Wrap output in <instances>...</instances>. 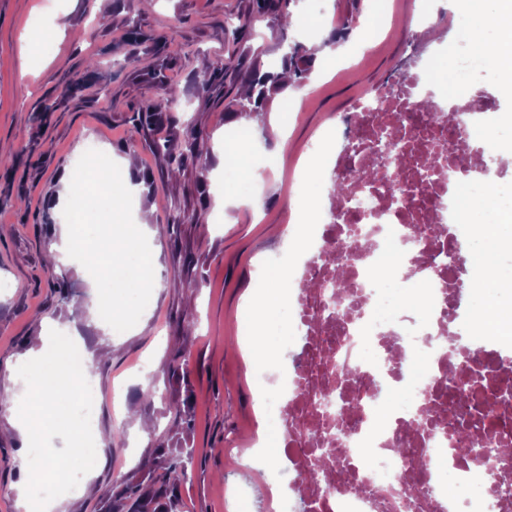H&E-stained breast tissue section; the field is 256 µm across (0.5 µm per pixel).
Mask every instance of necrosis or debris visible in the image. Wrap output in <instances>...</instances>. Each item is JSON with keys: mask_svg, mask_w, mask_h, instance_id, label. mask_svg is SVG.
Returning a JSON list of instances; mask_svg holds the SVG:
<instances>
[{"mask_svg": "<svg viewBox=\"0 0 512 512\" xmlns=\"http://www.w3.org/2000/svg\"><path fill=\"white\" fill-rule=\"evenodd\" d=\"M484 100L470 84L455 96L438 84L407 80L399 95L367 90L343 134L330 178L321 180L319 209L304 212L303 238L315 258H295L289 322L304 332L299 362L257 367L258 389L279 405L281 436L295 477L282 512H487L492 469L484 459L449 450L457 423L474 436L493 432L512 446V400L476 408L449 401L447 387L479 376L489 390L512 392V370L497 351L479 346L469 356L448 354V328L458 317L461 278L442 256L460 250L464 205L481 202L487 177H466L473 130ZM404 134L409 155L373 179L361 172L383 132ZM438 168H429L433 150ZM436 225L421 238L412 228ZM344 276L357 310L328 309L337 276ZM421 352L428 368L415 373L406 354ZM329 459L333 479L312 482L308 472ZM421 485L409 495L408 484Z\"/></svg>", "mask_w": 512, "mask_h": 512, "instance_id": "obj_1", "label": "necrosis or debris"}]
</instances>
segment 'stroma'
Segmentation results:
<instances>
[{
    "label": "stroma",
    "mask_w": 512,
    "mask_h": 512,
    "mask_svg": "<svg viewBox=\"0 0 512 512\" xmlns=\"http://www.w3.org/2000/svg\"><path fill=\"white\" fill-rule=\"evenodd\" d=\"M49 2L0 0V391L18 393L14 365L43 348L50 330L80 336L91 356L102 443L90 480L110 493L76 489L53 512H129L138 499L169 512H271L255 470L238 467L231 452L249 443L260 421L244 315L259 269L291 253V236L271 227L301 185L298 155L326 129L334 149H344L333 116L354 111L365 88L396 86L398 68L442 81L438 50L461 54L464 76L487 96L498 94L501 79L478 66L464 22L443 17L432 34L417 31L430 0H385L383 25L371 37L339 40L335 60L323 63L317 32L340 18L361 25L369 0H297L295 12L312 26L289 29L288 39L315 62L266 107V123L288 112L285 134L251 144L233 137L243 122L234 112L242 82L235 67L266 73L282 65L276 11L259 12L257 0H152L147 9L141 0H110L105 11L95 0H62L48 62L27 75L21 46L31 9ZM219 64L223 79L199 92V77ZM166 84L181 89L177 103L147 110L148 97ZM488 126L504 139L495 174L507 199L512 102L492 112ZM90 149L116 162L135 156L126 174L133 214L150 220L160 286L127 336L101 326L79 262H45L67 232L66 179ZM229 154L266 168L264 208L244 204L250 184L226 165ZM180 155L186 162L172 171L169 159ZM179 354L185 365L174 375L169 363ZM139 419L155 424L154 433L140 434ZM24 451L12 406L1 407L0 512H25ZM181 451L193 462L173 492L160 494L163 468Z\"/></svg>",
    "instance_id": "stroma-1"
}]
</instances>
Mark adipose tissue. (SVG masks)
Listing matches in <instances>:
<instances>
[{
	"label": "adipose tissue",
	"instance_id": "1",
	"mask_svg": "<svg viewBox=\"0 0 512 512\" xmlns=\"http://www.w3.org/2000/svg\"><path fill=\"white\" fill-rule=\"evenodd\" d=\"M499 7L489 18L467 26L468 43L479 53L482 69L495 73H512V0H498ZM512 214V201L490 191L481 205L465 208V223L479 229V244L470 253L473 264L496 275L494 294L479 292L478 304L483 312L482 325L495 329L497 335H512V226L495 220V213ZM288 269L280 265L267 270L263 283L254 294L247 314L252 330L248 338L255 359L271 360L275 350L271 338L288 320Z\"/></svg>",
	"mask_w": 512,
	"mask_h": 512
}]
</instances>
